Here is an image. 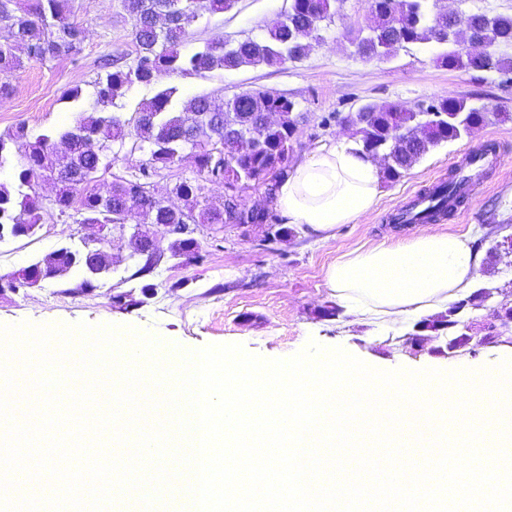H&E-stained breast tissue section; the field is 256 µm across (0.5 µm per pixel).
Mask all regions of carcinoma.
I'll list each match as a JSON object with an SVG mask.
<instances>
[{
	"mask_svg": "<svg viewBox=\"0 0 512 512\" xmlns=\"http://www.w3.org/2000/svg\"><path fill=\"white\" fill-rule=\"evenodd\" d=\"M338 0H292L288 15L269 24L259 38L247 37L229 45L222 38L207 41L190 56L180 51L195 14L192 0H123V7L133 20L132 36L137 55L132 64L116 66L103 63L105 75L95 81L96 104L104 114L97 117L79 116L75 122L58 132L60 141L70 144L69 151L56 152L53 135L35 134L20 126L15 132L0 134V166L16 155L20 166L18 185L0 184V229L3 234L24 237L44 222L48 214L68 216L76 224H110L116 216L144 203L151 210L153 224H265L263 241H285L294 229L283 223L273 208L245 211V205L232 206L226 201H213L203 196L200 180L211 176V150L224 152V113L211 111L212 98L207 94L189 99L183 110L172 111L177 88L158 92L144 103L133 119L118 112H109L118 91L134 83L151 86L163 75L185 70L211 71L237 69L244 65L275 66L298 61L307 56L312 42L321 39L322 22L331 18ZM428 0H372L370 3V34L355 40L357 53L371 51L383 58L400 47L437 41ZM69 0H32L26 10L17 7V0H0V75L5 77L20 65L15 50L23 47L27 56L37 60L55 58L77 50L82 31L69 21ZM470 26L480 35L485 51L472 54L459 47L451 37L442 39L444 50L436 62L450 70L495 71L512 74V57L497 52L501 46L512 45V16H489L475 13L467 16ZM274 110L279 121L272 126H256L259 113ZM296 104L291 99L270 91H246L234 102L236 122L256 133L261 148L242 155L224 173V179L253 182L270 174L274 181L286 177L291 169L297 132ZM422 112L436 116L423 121ZM487 120L483 103L461 97H441L417 108L398 109L394 106L366 104L346 116L354 127L362 151L371 156L387 150L392 138L402 135L401 146L390 153L382 167L384 181L394 183L424 155L442 143L475 134ZM207 125L212 149L197 155V176L184 178L174 186L152 185L143 195L145 179L150 170L122 177L112 182L106 195L96 191L100 173L112 164L113 143L123 141L133 126L139 150L148 154L151 170L170 165L175 154L193 150L196 129ZM54 179L60 185L55 208L42 204L35 191L38 180ZM175 195L184 208L168 205V196ZM173 255L186 262L202 258L200 243L190 235H176L172 242ZM116 260L106 252L97 255L94 267L86 265L83 253L70 247L49 253L33 264L27 275L18 279L1 275L0 282L12 289L31 288L48 275L59 277L72 267L86 274L82 288L94 287V280L107 272ZM462 322L459 310L448 312L430 321L428 331L439 336L453 333Z\"/></svg>",
	"mask_w": 512,
	"mask_h": 512,
	"instance_id": "carcinoma-1",
	"label": "carcinoma"
}]
</instances>
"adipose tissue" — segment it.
<instances>
[{
    "mask_svg": "<svg viewBox=\"0 0 512 512\" xmlns=\"http://www.w3.org/2000/svg\"><path fill=\"white\" fill-rule=\"evenodd\" d=\"M379 184L377 165L342 140L280 179L275 204L286 223L324 234L368 213ZM480 261L467 238L424 229L408 241L350 254L326 280L348 312L401 323L466 293Z\"/></svg>",
    "mask_w": 512,
    "mask_h": 512,
    "instance_id": "obj_1",
    "label": "adipose tissue"
}]
</instances>
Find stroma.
<instances>
[{
    "instance_id": "1",
    "label": "stroma",
    "mask_w": 512,
    "mask_h": 512,
    "mask_svg": "<svg viewBox=\"0 0 512 512\" xmlns=\"http://www.w3.org/2000/svg\"><path fill=\"white\" fill-rule=\"evenodd\" d=\"M291 0H236L223 13L200 7L189 29L183 53L189 54L215 37L238 40L262 35L273 19L284 15ZM71 22L83 30L76 52L44 61L23 60L7 78L10 93L0 103V133L24 126L36 133H56L81 114L96 111L93 83L105 57L131 63L136 56L132 20L122 0H70ZM365 0H342L336 14L323 24V38L306 57L277 66H243L162 76L156 85L134 84L117 98L115 109L134 115L157 91L176 88V104L198 94L224 102L248 90H269L294 100L300 115L294 162L314 156L339 138L353 137L344 116L366 104L413 108L440 97H479L490 113L482 131L494 135L502 162L477 194L469 213L455 212L435 222L437 231L485 239L496 246L494 258H482L473 274V288L491 295L484 307L465 318L481 326L493 309L512 304V250L500 247L512 234V83L493 71H451L438 66L435 45L402 49L391 59L368 61L353 43L367 28ZM82 92L72 101V89ZM473 138L441 144L415 163L398 182L381 183L372 210L320 239L308 227L295 225L294 237L259 246L234 224H201L195 237L204 255L185 263L171 255L172 238L157 236L163 261L150 274L136 278L127 257L130 230L114 229L108 250L118 259L97 282L82 287L83 275L73 271L34 288L0 291V326L112 325L155 338L159 344L186 350L208 345L239 344L266 359L288 358L309 341L340 347L369 366L391 371L438 369L480 371L512 358V319L499 318L497 343L455 355L442 353L441 339L432 338L415 351L393 328L343 314L325 317L336 298L326 282L329 266L346 255L379 244H394L417 233V225L395 224L394 207L411 193L447 179ZM84 231L72 219L48 218L29 238L0 243V275L13 273L64 246L80 247Z\"/></svg>"
}]
</instances>
